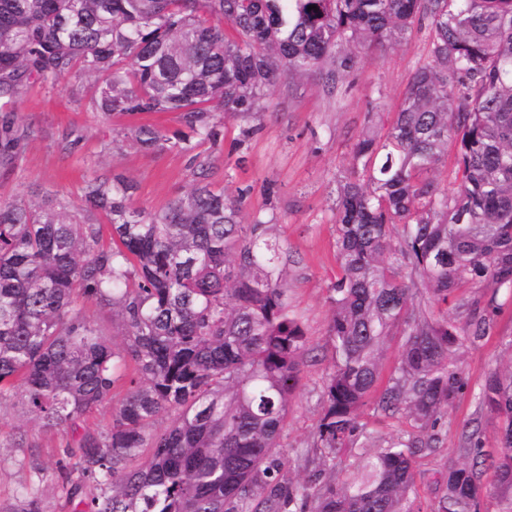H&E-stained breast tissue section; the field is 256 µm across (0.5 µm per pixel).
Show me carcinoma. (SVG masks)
<instances>
[{
  "label": "carcinoma",
  "mask_w": 512,
  "mask_h": 512,
  "mask_svg": "<svg viewBox=\"0 0 512 512\" xmlns=\"http://www.w3.org/2000/svg\"><path fill=\"white\" fill-rule=\"evenodd\" d=\"M423 20L432 63L415 71L388 131L358 139L362 178L337 188L322 465L360 435L356 411L370 401L435 426L465 386L456 351L488 335L498 291L512 292V0H0V100L32 79L94 76L105 117L179 115L188 132L166 139L131 128L146 151L215 144V113L252 112L325 63L334 87L356 52L397 43ZM450 140L453 193L434 179ZM17 141L3 117L1 163ZM208 167L195 155V185L155 212L133 205L131 184L98 178L81 212L0 201V408L56 432L73 512H414L413 459L431 435L365 454L349 482L322 467L304 482L281 475L307 337L288 312L266 221L242 224L241 199L205 183ZM406 270L429 298L458 297L468 320L417 314ZM85 302L112 313L121 344ZM396 334L404 341L384 381L383 347ZM479 400L501 423L496 455L468 435L469 463L448 471L433 512H480L492 493L512 512V365L486 377ZM108 402V429L84 425ZM489 458L491 488L478 470ZM0 512H41L39 497L25 484Z\"/></svg>",
  "instance_id": "cac0c4a2"
}]
</instances>
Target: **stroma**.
Segmentation results:
<instances>
[{"instance_id":"1","label":"stroma","mask_w":512,"mask_h":512,"mask_svg":"<svg viewBox=\"0 0 512 512\" xmlns=\"http://www.w3.org/2000/svg\"><path fill=\"white\" fill-rule=\"evenodd\" d=\"M430 60V29L416 26L399 43L358 53L334 92L326 91L316 71L284 81L248 117L217 113L224 139L200 147L209 159L211 187L241 197L242 224L267 220L271 239L288 254L286 302L305 330L307 351L281 443L284 470L299 480L311 469L324 386L335 362L328 290L338 274L332 212L337 182L352 172V152L362 130L387 131L415 70ZM94 91L93 81L72 75L53 85L32 82L22 88L9 116L23 137L12 166H0V199L57 198L78 207L86 186L104 177L132 184L134 205L149 212L193 187L189 154L166 144L140 149L130 136L133 118L103 117L92 106ZM251 126L255 134L243 136ZM497 301L488 336L457 356L466 386L434 428L436 448L416 455L415 512H432L449 467L465 460V434L478 432L487 450L497 448L499 422L478 401L487 375L512 365V291L500 290ZM356 419L359 437L336 457L340 482L352 478L363 453L376 451L382 440L424 434L406 415L384 414L371 403L357 410ZM21 432L38 442L46 464L56 460L55 432L45 430L35 416L1 411L2 505L30 480L17 463L20 451L11 446Z\"/></svg>"}]
</instances>
